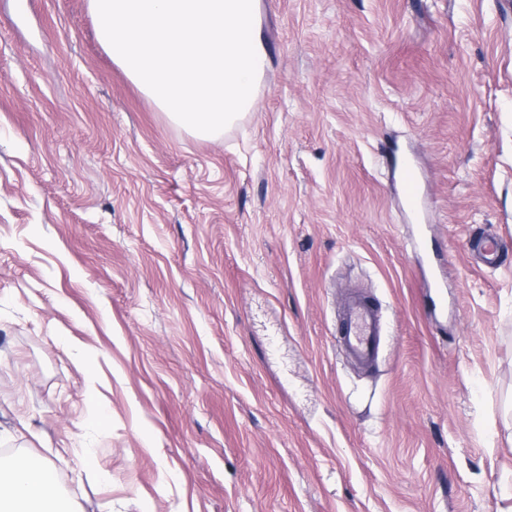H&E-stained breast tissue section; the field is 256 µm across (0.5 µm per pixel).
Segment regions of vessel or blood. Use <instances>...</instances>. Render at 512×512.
<instances>
[{"mask_svg":"<svg viewBox=\"0 0 512 512\" xmlns=\"http://www.w3.org/2000/svg\"><path fill=\"white\" fill-rule=\"evenodd\" d=\"M469 250L474 260L490 267L498 261V244L489 235L472 237ZM341 345L346 354L362 365H370L378 353V313L374 304L363 297H349L344 305L339 329Z\"/></svg>","mask_w":512,"mask_h":512,"instance_id":"b4317fda","label":"vessel or blood"}]
</instances>
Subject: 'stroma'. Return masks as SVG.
Instances as JSON below:
<instances>
[{
    "instance_id": "35a3bbf8",
    "label": "stroma",
    "mask_w": 512,
    "mask_h": 512,
    "mask_svg": "<svg viewBox=\"0 0 512 512\" xmlns=\"http://www.w3.org/2000/svg\"><path fill=\"white\" fill-rule=\"evenodd\" d=\"M257 23L259 108L209 140L88 0H0V448L81 512H512V0ZM469 250L474 260L484 266H493L498 261V244L492 236H473L469 242ZM378 334V313L374 304L360 296L349 297L339 329L346 354L362 365L372 364L378 353Z\"/></svg>"
}]
</instances>
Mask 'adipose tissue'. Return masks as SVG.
I'll use <instances>...</instances> for the list:
<instances>
[{
  "label": "adipose tissue",
  "mask_w": 512,
  "mask_h": 512,
  "mask_svg": "<svg viewBox=\"0 0 512 512\" xmlns=\"http://www.w3.org/2000/svg\"><path fill=\"white\" fill-rule=\"evenodd\" d=\"M56 471V463L45 459L0 462V512H62L50 497Z\"/></svg>",
  "instance_id": "1"
}]
</instances>
